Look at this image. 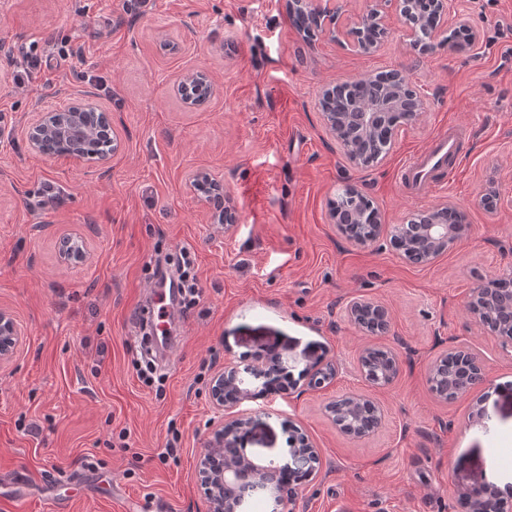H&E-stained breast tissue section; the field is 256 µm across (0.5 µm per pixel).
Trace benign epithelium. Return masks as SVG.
<instances>
[{"label": "benign epithelium", "instance_id": "7a95c632", "mask_svg": "<svg viewBox=\"0 0 512 512\" xmlns=\"http://www.w3.org/2000/svg\"><path fill=\"white\" fill-rule=\"evenodd\" d=\"M454 0H433L431 15L419 17L413 14L412 0H367L365 12L342 29H336V17L332 9L323 5V0H290L292 10H306L325 18L322 34L336 38L340 34L364 52L378 50L387 37L385 23L386 11L394 7L401 17L404 36L413 43L428 44L439 38L448 27V15ZM385 92L365 111L358 113L356 125L362 136L369 134L375 127L385 122L386 117L395 111L403 110L417 117L424 111L426 104L409 86L401 72L392 70L383 77ZM325 131L342 148L344 155L356 165L363 164L357 153L343 142L336 133V113L321 111ZM25 138L31 149L44 152L46 141L54 136H67L76 139L71 155L82 156V142L86 137H108L111 139L112 152L121 149L120 139L112 131L111 113L87 100H72L62 108H48L35 113L24 125ZM194 193L199 197L210 216L211 223L224 225L229 233L238 223L234 206L224 193V180L200 171L193 175L190 182ZM459 213V208L443 202L422 215L420 224H396L390 231V243L404 237L417 236L423 242V248L408 258L415 265H428L444 252L440 243L448 239L451 225L448 218ZM60 257L70 264H81L88 259L89 248L85 239L66 235L59 240ZM483 298L494 302L495 306L506 313L512 312V294L492 293L488 285L473 290L468 304ZM349 319L364 334H386L390 331L391 315L382 303L369 299H355L347 309ZM22 332L14 316L0 309V365L9 361L21 343ZM281 365L276 355L261 358V365L252 369L255 376L266 379V385L277 383L278 371L271 364ZM251 395L243 387L234 366H226L213 378L209 397L213 406L228 411ZM342 401L351 406H365L369 413L360 429L351 433L356 438L375 433L385 418L383 408L373 400L357 394L347 395ZM247 434V422L231 419L215 426L208 437L204 452L198 464L199 485L207 502L208 512H239L245 493L257 489H267L277 503L292 504L298 496L299 483L283 477L285 470L292 468L304 474V480L313 479L318 470L319 453L308 440L303 439L292 448V464L278 467L271 463L262 464L249 458L242 448V436Z\"/></svg>", "mask_w": 512, "mask_h": 512}]
</instances>
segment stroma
I'll return each instance as SVG.
<instances>
[{
    "label": "stroma",
    "mask_w": 512,
    "mask_h": 512,
    "mask_svg": "<svg viewBox=\"0 0 512 512\" xmlns=\"http://www.w3.org/2000/svg\"><path fill=\"white\" fill-rule=\"evenodd\" d=\"M9 0L0 6V308L23 341L0 365V512H206L197 462L221 420L213 376L232 365L252 398L246 454L291 461L295 434L317 448L315 479L292 507L261 490L243 512H460V485H512V349L482 330L466 304L483 281L512 274V0H455L476 38L426 52L404 41L389 14L380 50L363 53L327 37L305 41L287 0ZM60 51L53 68L15 88L18 46ZM210 72L207 111L186 107L180 75ZM400 71L427 103L403 124L387 160L350 162L326 134L324 87ZM93 91L112 114L121 151L105 168L28 146L34 112ZM457 153L429 187L399 180L403 165L440 135ZM221 176L239 222L207 223L190 188L197 171ZM52 185L60 199L45 202ZM359 188L385 224H404L442 202L458 206L465 232L426 267L390 244L338 234L327 202ZM77 233L88 262L62 263L56 239ZM195 254L199 302L167 321L173 337L157 361L162 390L144 387L133 362L132 323L153 296L156 267L181 247ZM363 296L387 305L388 336L364 335L346 306ZM404 342L408 359L391 385L362 377L364 348ZM473 353L486 380L452 400L431 390V362L448 348ZM277 353L286 390L264 394L250 375ZM336 376L309 386L315 362ZM351 393L378 401L385 422L345 435L327 410ZM481 421H472L476 409ZM179 437L177 455L165 456Z\"/></svg>",
    "instance_id": "35a3bbf8"
}]
</instances>
